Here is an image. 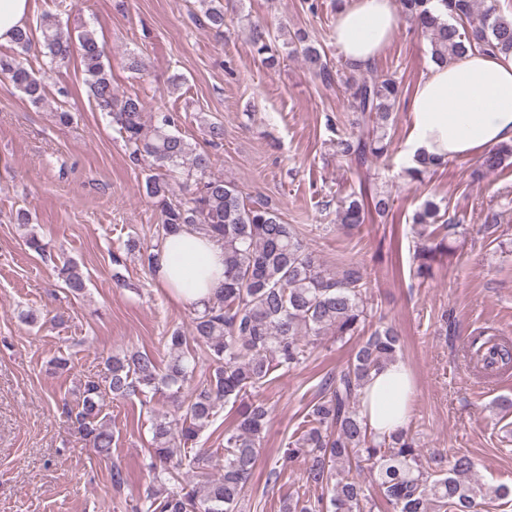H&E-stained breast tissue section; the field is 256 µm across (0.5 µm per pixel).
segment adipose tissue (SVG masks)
<instances>
[{
  "instance_id": "ef3b65f1",
  "label": "adipose tissue",
  "mask_w": 512,
  "mask_h": 512,
  "mask_svg": "<svg viewBox=\"0 0 512 512\" xmlns=\"http://www.w3.org/2000/svg\"><path fill=\"white\" fill-rule=\"evenodd\" d=\"M397 31L392 0H345L334 40L343 59L362 70L374 64ZM409 112L411 156L468 159L512 143V55L471 50L451 64L432 65L415 88ZM155 278L184 304L209 300L224 282V248L196 232L168 237L160 247ZM411 391L403 362L372 372L362 407L369 427L387 434L404 426Z\"/></svg>"
}]
</instances>
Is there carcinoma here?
<instances>
[{"instance_id": "carcinoma-1", "label": "carcinoma", "mask_w": 512, "mask_h": 512, "mask_svg": "<svg viewBox=\"0 0 512 512\" xmlns=\"http://www.w3.org/2000/svg\"><path fill=\"white\" fill-rule=\"evenodd\" d=\"M399 6L400 16L428 36L434 62L449 64L476 48L512 54V15L501 12L499 0H399ZM204 16L211 27L224 26V6L216 0H207ZM40 32L52 62L63 64L79 56L88 96L117 127L131 157L152 160L157 172L146 177L145 193L159 211L162 237L194 231L224 244V285L203 309L194 310L190 335L175 330L162 337L166 364L158 365L147 352L114 354L107 359V376L81 384L77 409L64 408L89 447L106 453L112 446V431L102 418L107 400L138 395L146 404L163 394L176 404L173 413L152 414L154 448L147 469L153 486L144 512H238L270 420L259 390L275 371L303 363L327 336L358 339L356 351L347 367L323 380L302 435L283 454L285 464L303 459L306 483L321 494L314 500H285L283 512H365L368 495L359 480L364 471L392 512H481L512 496L505 484L472 478L469 456L427 458L407 428L380 435L361 419L362 389L373 371L399 357L401 337L391 325L370 324L369 281L359 263L327 271L294 225L285 223L263 199L243 195L234 182L212 173L210 154L171 131L173 114L147 122L138 97L115 93L111 66L105 64L95 30L86 28L74 37L58 17L47 15ZM276 40L270 29L254 24L251 46L265 65L277 63L272 48ZM32 42L29 29L17 31L14 45L19 51L0 56V75L38 105L48 95L46 79L21 59ZM289 44L321 83L334 80L326 55L308 34L295 32ZM350 90L355 113L351 125L358 132L339 134L336 153L364 165L388 150L387 130L401 88L388 76L354 79ZM511 158L512 144H501L482 156L481 167L494 171ZM442 165L419 157L404 169V176L421 183ZM178 170L186 176L188 198L175 203L168 173ZM439 213V204L428 199L412 217L417 275L424 279L448 256V239L458 235L459 225L439 223ZM367 220L364 201L353 197L342 202L337 229L354 231ZM57 276L71 294L85 290V276L76 262H62ZM193 344L208 349L212 373L186 395L185 385L197 366ZM467 351L473 369L489 381L512 370L511 338L480 331L468 337ZM237 401L236 427L224 433L223 474L211 477L213 453L200 448L187 456L183 450L198 442L223 405ZM183 468L199 473L201 480L182 485Z\"/></svg>"}]
</instances>
